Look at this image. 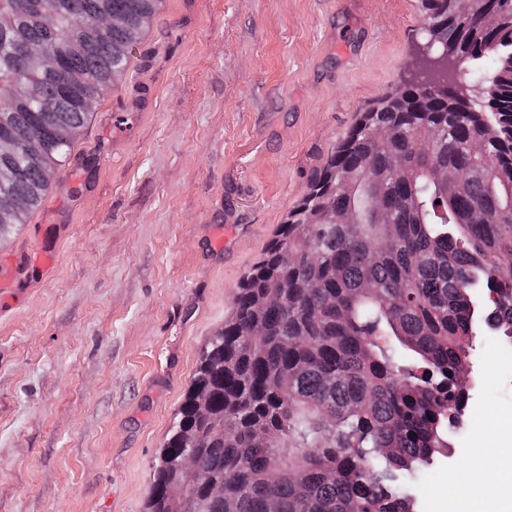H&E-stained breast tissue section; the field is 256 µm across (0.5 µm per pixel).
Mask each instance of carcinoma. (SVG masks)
Returning a JSON list of instances; mask_svg holds the SVG:
<instances>
[{"instance_id":"1","label":"carcinoma","mask_w":512,"mask_h":512,"mask_svg":"<svg viewBox=\"0 0 512 512\" xmlns=\"http://www.w3.org/2000/svg\"><path fill=\"white\" fill-rule=\"evenodd\" d=\"M161 0H0V235L49 187L100 98L127 68ZM437 53L481 61L512 48V0H422ZM112 15L106 31L77 19ZM77 47L68 69L29 62L34 44ZM36 87L34 102L14 80ZM484 104L410 84L361 116L280 225L207 342L159 457L182 427L210 433L195 392L224 414V436L189 449L208 485L197 512H413L398 476L447 447L466 392L477 323L512 339V53ZM67 84L69 92L61 90ZM482 139V154L470 142ZM407 162V174L394 162ZM371 160L365 171V160ZM450 174L443 183L436 174ZM345 217L321 221L314 202ZM24 208H15V202ZM155 470L149 512H171Z\"/></svg>"}]
</instances>
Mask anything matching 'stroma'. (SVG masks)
I'll return each mask as SVG.
<instances>
[{
	"label": "stroma",
	"mask_w": 512,
	"mask_h": 512,
	"mask_svg": "<svg viewBox=\"0 0 512 512\" xmlns=\"http://www.w3.org/2000/svg\"><path fill=\"white\" fill-rule=\"evenodd\" d=\"M421 0H163L41 203L0 296V512H146L160 450L239 286L362 112L422 79ZM455 451L407 475L512 495V339L480 336Z\"/></svg>",
	"instance_id": "stroma-1"
}]
</instances>
